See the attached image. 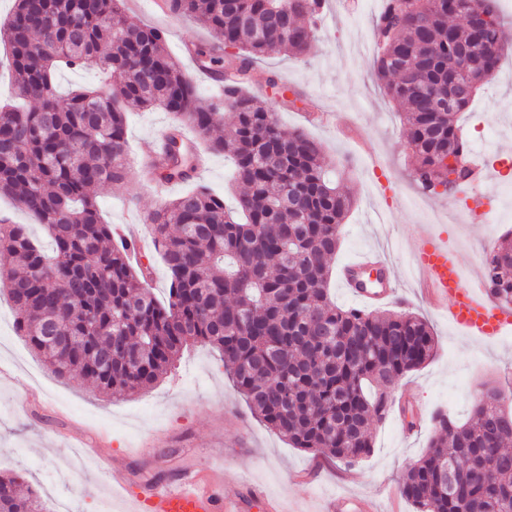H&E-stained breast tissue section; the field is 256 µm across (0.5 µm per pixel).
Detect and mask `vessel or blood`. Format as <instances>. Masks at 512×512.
Masks as SVG:
<instances>
[{"label":"vessel or blood","instance_id":"obj_1","mask_svg":"<svg viewBox=\"0 0 512 512\" xmlns=\"http://www.w3.org/2000/svg\"><path fill=\"white\" fill-rule=\"evenodd\" d=\"M412 260L420 292L462 335L497 343L512 334V307L491 303L483 291L471 287L462 276L464 262L458 252L424 234L416 241ZM384 264L382 256L364 253L344 267L343 282L354 299L366 304L396 299L394 278H386L374 288L361 289L355 283V273ZM254 502L262 512H283L276 499L256 487H248L246 495L228 499L188 472L175 483L153 486L146 496L136 497L135 508L137 512H248ZM326 512H375V507L370 498L339 495L328 502Z\"/></svg>","mask_w":512,"mask_h":512}]
</instances>
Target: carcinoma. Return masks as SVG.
<instances>
[{"label":"carcinoma","instance_id":"cac0c4a2","mask_svg":"<svg viewBox=\"0 0 512 512\" xmlns=\"http://www.w3.org/2000/svg\"><path fill=\"white\" fill-rule=\"evenodd\" d=\"M325 0H172L178 17L203 23L217 42L195 49L198 66L223 74L224 94L202 104L167 51L162 30L127 23L124 0H15L0 25L18 104L0 106V195L17 199L52 241L46 253L23 224L0 221V273L14 327L57 376L78 374L103 395L151 387L190 343L216 349L253 414L294 448L352 464L369 455L370 422L393 405L392 389L434 354L428 323L336 306L327 292L339 226L353 197L328 176L319 145L283 128L261 97L254 64L274 52L302 55ZM376 80L403 109L425 193L469 176L458 114L496 73L512 29L496 0H385L375 20ZM238 50L232 72L224 52ZM467 55L471 66L457 68ZM95 66L118 79L62 97L57 71ZM162 109L175 122L146 174L192 179L197 158L175 152L184 128L233 164L236 207L206 188L150 212L154 250L170 277L168 298L148 287L150 267L101 221L94 190L131 174L129 108ZM235 121L211 132L223 110ZM512 247L485 252L484 286L512 304ZM488 388L464 423L435 417L426 453L401 483L416 512H512V411ZM0 512H43L0 475Z\"/></svg>","mask_w":512,"mask_h":512}]
</instances>
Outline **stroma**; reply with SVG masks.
I'll return each mask as SVG.
<instances>
[{"instance_id": "35a3bbf8", "label": "stroma", "mask_w": 512, "mask_h": 512, "mask_svg": "<svg viewBox=\"0 0 512 512\" xmlns=\"http://www.w3.org/2000/svg\"><path fill=\"white\" fill-rule=\"evenodd\" d=\"M150 0H134L129 24L165 29L166 46L184 70L193 63L184 45L213 40L195 20L157 17ZM383 0H326L307 55L273 53L258 61L280 77L296 104L263 92L278 121L303 130L321 147L326 162L350 191L354 205L340 227V248L328 286L342 308L357 307L340 283L342 266L372 248L384 250L406 300L402 310L425 319L435 337L433 357L408 373L393 391L412 405L419 433L404 437L401 420L389 414L371 425L373 449L354 466L314 457L255 417L224 374L218 352L195 344L153 387L137 394L104 396L78 376L55 377L14 329V313L0 295V473H16L24 489L37 491L46 512H129L131 494L167 484L195 471L211 476L219 494L240 491L248 480L281 500L286 512H323L339 494L370 496L379 512H414L400 495L407 468L427 450L432 414L447 409L466 418L485 388L512 387V336L496 345L457 332L443 314L418 296L410 256L420 234L460 246L467 269L481 266L485 250L512 236V170L503 166L512 148V50L481 88L460 125L473 152L486 159L493 176L476 191L499 206L498 219L468 223L464 195L424 196L412 181L413 153L402 114L373 75L378 46L373 21ZM171 117L156 110H129L127 136L133 159L153 150ZM131 177L98 187L96 200L106 223L124 224L182 193ZM123 469L129 489L108 475Z\"/></svg>"}]
</instances>
